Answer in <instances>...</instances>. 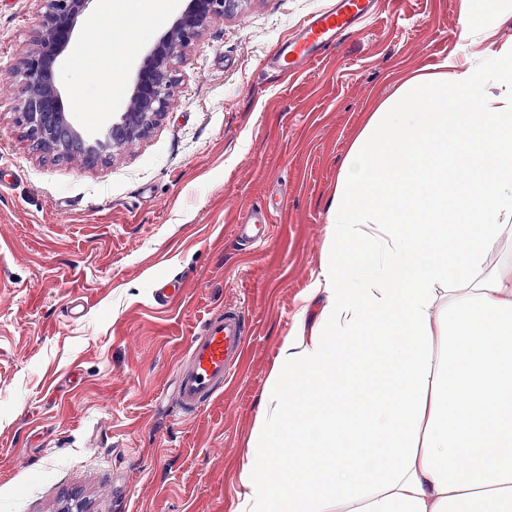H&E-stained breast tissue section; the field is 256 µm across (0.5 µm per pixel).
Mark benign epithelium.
<instances>
[{
  "label": "benign epithelium",
  "mask_w": 512,
  "mask_h": 512,
  "mask_svg": "<svg viewBox=\"0 0 512 512\" xmlns=\"http://www.w3.org/2000/svg\"><path fill=\"white\" fill-rule=\"evenodd\" d=\"M39 23L31 48L20 58L22 74L20 122L38 151L62 154L74 141L86 143L81 162L93 166L146 138L172 104L174 61L208 24L237 11L240 0H189L188 7L155 42L136 74L130 109L100 138L90 140L71 122L59 89L56 66L79 19L93 0H39Z\"/></svg>",
  "instance_id": "7a95c632"
}]
</instances>
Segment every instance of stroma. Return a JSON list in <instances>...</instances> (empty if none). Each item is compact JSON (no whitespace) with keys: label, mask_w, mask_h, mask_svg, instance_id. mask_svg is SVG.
Returning a JSON list of instances; mask_svg holds the SVG:
<instances>
[{"label":"stroma","mask_w":512,"mask_h":512,"mask_svg":"<svg viewBox=\"0 0 512 512\" xmlns=\"http://www.w3.org/2000/svg\"><path fill=\"white\" fill-rule=\"evenodd\" d=\"M329 0H244L174 64L173 105L143 140L86 167L32 150L16 70L38 0H0V512H236L237 472L268 372L319 271L325 209L341 160L408 74L462 41L463 0H376L358 33L290 78L275 49ZM154 22L80 19L58 67L72 123L100 134L126 106ZM106 29L98 73L80 69ZM93 95L99 105L77 107ZM268 216L263 242L235 226ZM180 277L183 296L152 290ZM86 306L71 319L74 299ZM242 307L245 362L208 408L169 409L177 366L214 311ZM261 212L252 210L248 212L242 219L240 224H236L237 237L247 244H256L261 238L259 234L262 231V220L260 219Z\"/></svg>","instance_id":"stroma-1"}]
</instances>
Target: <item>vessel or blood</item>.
<instances>
[{"mask_svg": "<svg viewBox=\"0 0 512 512\" xmlns=\"http://www.w3.org/2000/svg\"><path fill=\"white\" fill-rule=\"evenodd\" d=\"M371 0H332L330 6L310 16L294 37L283 43L275 62L286 73L300 64L329 53L337 39L359 25L370 13ZM238 237L249 244L260 240L259 211L248 212L236 226ZM248 322L240 307L230 305L204 321L192 337L177 370V415L199 413L223 393L244 361Z\"/></svg>", "mask_w": 512, "mask_h": 512, "instance_id": "b4317fda", "label": "vessel or blood"}]
</instances>
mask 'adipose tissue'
Here are the masks:
<instances>
[{"label": "adipose tissue", "mask_w": 512, "mask_h": 512, "mask_svg": "<svg viewBox=\"0 0 512 512\" xmlns=\"http://www.w3.org/2000/svg\"><path fill=\"white\" fill-rule=\"evenodd\" d=\"M500 94L490 93V85ZM512 43L418 70L349 146L239 512H512Z\"/></svg>", "instance_id": "adipose-tissue-1"}]
</instances>
